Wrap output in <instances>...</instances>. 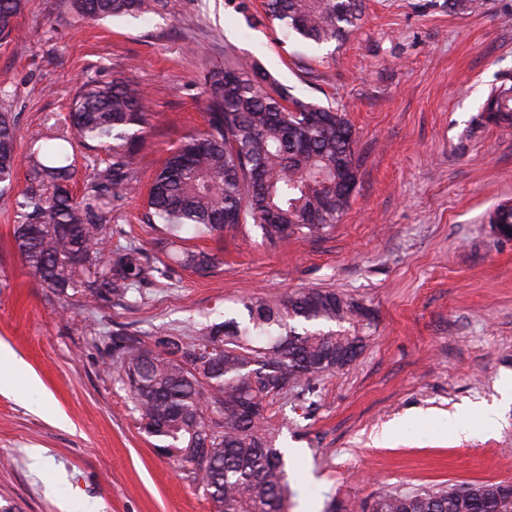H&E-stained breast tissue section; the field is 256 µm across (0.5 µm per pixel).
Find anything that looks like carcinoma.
<instances>
[{
	"mask_svg": "<svg viewBox=\"0 0 512 512\" xmlns=\"http://www.w3.org/2000/svg\"><path fill=\"white\" fill-rule=\"evenodd\" d=\"M91 21L146 17L174 0H64ZM26 0H0V39L19 40ZM362 0H264L265 25L321 47L342 41L362 20ZM206 129L189 134L152 180L142 221L162 225V248L191 230L199 238L256 224L276 246L293 234L332 228L348 209L360 159L347 114L295 94L253 57L207 79ZM81 138L112 151L75 199L66 133L44 138L31 160L30 185L12 202L14 247L41 285L59 300L70 293L96 306L123 301L134 286L169 267L144 263L123 246L103 253L112 230L103 206L124 199L140 171L141 134L150 125L139 86L89 80L70 103ZM480 123L512 125V86L486 99ZM17 125L0 112V195L16 172ZM489 224L512 226V204L489 211ZM182 266L208 271L217 256L186 249ZM248 320H224L167 336L154 346L127 333L112 337V357L140 428L155 448L197 467L216 512H288V476L268 425V399L307 386L359 356L366 337L360 305L334 291L308 288L278 301L244 304ZM366 512H512V483L480 482L438 491L378 493Z\"/></svg>",
	"mask_w": 512,
	"mask_h": 512,
	"instance_id": "1",
	"label": "carcinoma"
}]
</instances>
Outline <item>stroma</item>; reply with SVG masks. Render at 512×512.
<instances>
[{
	"label": "stroma",
	"instance_id": "35a3bbf8",
	"mask_svg": "<svg viewBox=\"0 0 512 512\" xmlns=\"http://www.w3.org/2000/svg\"><path fill=\"white\" fill-rule=\"evenodd\" d=\"M481 2L456 15L446 0H364L360 28L317 48L257 24L263 0H179L170 14L97 24L60 0H28L22 46L0 40V108L17 119L13 192L34 136L67 129L83 82L133 81L152 120L103 246L136 245L171 269L124 301L60 303L15 251L0 198V370L14 374L0 385V512H213L193 466L140 430L112 338L150 345L302 288L372 316L360 355L317 381L315 401L291 387L272 403L289 512H362L388 488L512 482V405L493 429L479 415L512 379V239L485 220L512 202V127L476 126L512 78V0ZM243 56L347 113L361 158L350 207L334 228L276 248L241 224L159 251L158 225L140 221L151 178L184 134L205 129V75ZM186 247L218 265L176 264Z\"/></svg>",
	"mask_w": 512,
	"mask_h": 512
}]
</instances>
